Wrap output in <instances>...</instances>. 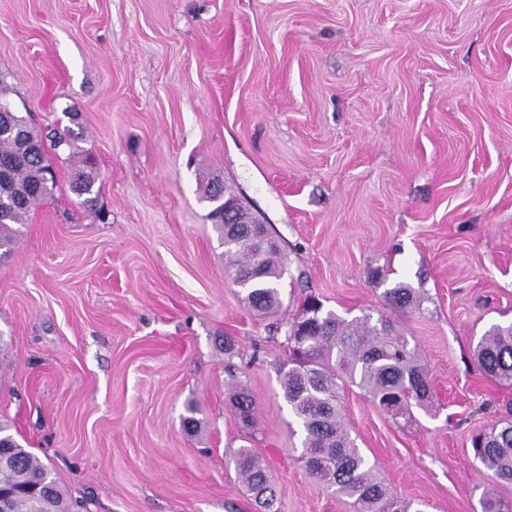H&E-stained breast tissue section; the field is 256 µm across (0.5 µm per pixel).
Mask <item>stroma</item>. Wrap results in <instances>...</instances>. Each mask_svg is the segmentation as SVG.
<instances>
[{
	"label": "stroma",
	"mask_w": 512,
	"mask_h": 512,
	"mask_svg": "<svg viewBox=\"0 0 512 512\" xmlns=\"http://www.w3.org/2000/svg\"><path fill=\"white\" fill-rule=\"evenodd\" d=\"M0 75L32 126L79 134L0 257V422L69 496L262 512L227 464L245 446L278 512H354L303 467L284 349L242 304L201 198L217 176L288 256L276 320L312 294L418 347L431 410L342 396L376 475L428 512L512 504L470 451L512 408L475 355L512 322V0H0ZM73 154L95 163L96 211L70 188ZM400 283L421 310L385 302ZM231 399L235 408V412L241 422L246 426L252 424L256 412L254 398L245 388H242L236 384L232 386Z\"/></svg>",
	"instance_id": "obj_1"
}]
</instances>
